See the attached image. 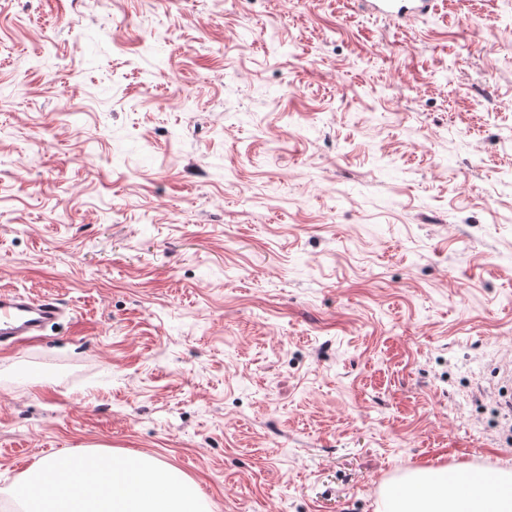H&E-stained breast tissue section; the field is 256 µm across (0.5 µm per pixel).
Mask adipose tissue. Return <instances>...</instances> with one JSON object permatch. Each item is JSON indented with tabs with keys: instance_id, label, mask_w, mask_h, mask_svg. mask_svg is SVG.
<instances>
[{
	"instance_id": "adipose-tissue-1",
	"label": "adipose tissue",
	"mask_w": 512,
	"mask_h": 512,
	"mask_svg": "<svg viewBox=\"0 0 512 512\" xmlns=\"http://www.w3.org/2000/svg\"><path fill=\"white\" fill-rule=\"evenodd\" d=\"M12 494L35 512H207L188 477L143 456L132 478L125 455L99 450L43 459ZM381 498V512H512V473L453 481L447 469H417L384 486Z\"/></svg>"
}]
</instances>
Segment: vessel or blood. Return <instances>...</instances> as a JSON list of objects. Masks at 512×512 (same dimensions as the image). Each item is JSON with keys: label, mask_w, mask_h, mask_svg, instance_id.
<instances>
[{"label": "vessel or blood", "mask_w": 512, "mask_h": 512, "mask_svg": "<svg viewBox=\"0 0 512 512\" xmlns=\"http://www.w3.org/2000/svg\"><path fill=\"white\" fill-rule=\"evenodd\" d=\"M367 9L397 19L433 9L434 0H366ZM62 309L50 295L32 296L16 289H0V347L5 343L42 336L60 320Z\"/></svg>", "instance_id": "obj_1"}]
</instances>
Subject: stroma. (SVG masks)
Returning <instances> with one entry per match:
<instances>
[{
	"instance_id": "obj_1",
	"label": "stroma",
	"mask_w": 512,
	"mask_h": 512,
	"mask_svg": "<svg viewBox=\"0 0 512 512\" xmlns=\"http://www.w3.org/2000/svg\"><path fill=\"white\" fill-rule=\"evenodd\" d=\"M512 0H0V512L153 457L210 512L512 470ZM372 14L385 15L397 19L433 10L434 0H361ZM0 289V347L43 335L58 322L62 309L53 295L32 296L16 289Z\"/></svg>"
}]
</instances>
